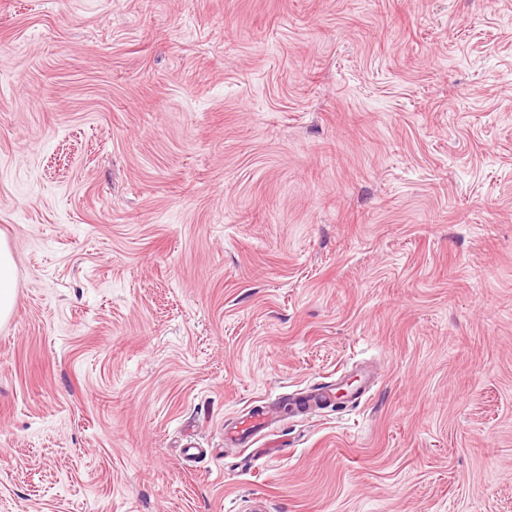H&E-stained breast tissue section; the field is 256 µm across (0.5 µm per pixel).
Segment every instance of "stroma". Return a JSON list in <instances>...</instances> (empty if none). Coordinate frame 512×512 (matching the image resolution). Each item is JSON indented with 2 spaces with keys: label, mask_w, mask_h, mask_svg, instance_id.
<instances>
[{
  "label": "stroma",
  "mask_w": 512,
  "mask_h": 512,
  "mask_svg": "<svg viewBox=\"0 0 512 512\" xmlns=\"http://www.w3.org/2000/svg\"><path fill=\"white\" fill-rule=\"evenodd\" d=\"M0 237V512H512V0H0ZM15 264L12 254L0 239V323L13 312L15 305ZM337 387L316 388L305 394L292 398L291 406L294 413L309 411L318 403L333 404L336 399ZM273 415L267 409L250 411L242 417L229 435L231 442L246 444L252 435L271 427Z\"/></svg>",
  "instance_id": "obj_1"
}]
</instances>
